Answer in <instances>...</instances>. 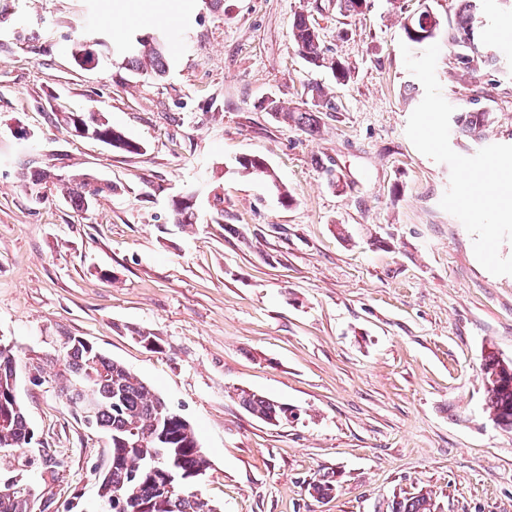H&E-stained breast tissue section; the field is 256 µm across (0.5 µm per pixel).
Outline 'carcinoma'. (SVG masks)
<instances>
[{
  "label": "carcinoma",
  "instance_id": "cac0c4a2",
  "mask_svg": "<svg viewBox=\"0 0 512 512\" xmlns=\"http://www.w3.org/2000/svg\"><path fill=\"white\" fill-rule=\"evenodd\" d=\"M480 0H466L455 24L441 26L435 15L417 16L404 26L408 42L413 46L434 44L441 40L463 48L457 55L458 64L467 73L477 66L490 65L489 57L473 55L475 29L478 28ZM423 36H418V33ZM169 33L156 29L147 34L127 36L112 47L124 55L127 66L137 72H151L162 76L169 68ZM290 40L293 48L310 64L325 62V51L318 29L309 16H295ZM314 108L300 111L273 100L268 111L285 123H293L311 134L317 128L316 109L334 108L320 87H315ZM63 121L72 130L83 125L98 135V141L120 151L137 154L141 144L127 138L112 122H98L96 113L68 112ZM458 132L478 139L489 124V113L479 109L466 111L456 118ZM241 169L267 177L279 196L286 200L288 192L276 184L275 177L260 156L243 157ZM54 187L71 204L87 210L104 190L97 178L88 172L73 178L57 179ZM174 221L193 223L192 206L181 200L173 202ZM55 362L61 363L68 374L61 393L66 407L80 406L82 396L75 388V380L92 372L98 377L96 395L100 400L95 425L102 429L109 441L111 460L105 472L99 475L98 493L108 512H217L209 500L195 490L199 474L209 468V460L191 423L181 414L169 409L165 401L153 394L145 382L120 362L103 354L92 343L76 336L63 338ZM21 363L13 349H0V449L29 448L36 441L18 396ZM482 373L487 391V406L495 424L512 430V364L505 362L497 352L485 353ZM239 405L253 417L274 425L288 422L291 407L263 394L242 390L237 394ZM310 490L319 499L330 497L336 491V480L330 475L315 478ZM36 496L32 489L19 481L7 482L0 476V512H37ZM391 512H435L432 498L427 493L392 501Z\"/></svg>",
  "mask_w": 512,
  "mask_h": 512
}]
</instances>
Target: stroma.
Segmentation results:
<instances>
[{
	"instance_id": "1",
	"label": "stroma",
	"mask_w": 512,
	"mask_h": 512,
	"mask_svg": "<svg viewBox=\"0 0 512 512\" xmlns=\"http://www.w3.org/2000/svg\"><path fill=\"white\" fill-rule=\"evenodd\" d=\"M450 0H0V340L20 359L79 336L138 374L195 428L210 467L197 489L221 512H391L430 493L438 512H512V432L486 408L487 350L512 360V276L484 269L463 224L439 202L449 168L405 130L424 88L406 69L404 24ZM326 57L290 43L298 13ZM479 48L512 49V0H484ZM172 29L164 76L112 54L79 67L75 42ZM442 47L436 74L463 112L488 110L484 140L451 132L464 156L512 144V72L470 77ZM322 86L335 107L316 133L279 122L275 99L302 109ZM104 113L143 150L75 137L56 116ZM265 158L274 180L243 174ZM90 171L111 183L87 211L22 175ZM288 190L281 201L275 183ZM194 194V224L172 201ZM154 335L149 349L135 331ZM62 367L18 395L39 448L0 455L52 512H104L110 448L74 418ZM301 411L271 426L237 390ZM337 480L310 495L314 476Z\"/></svg>"
}]
</instances>
